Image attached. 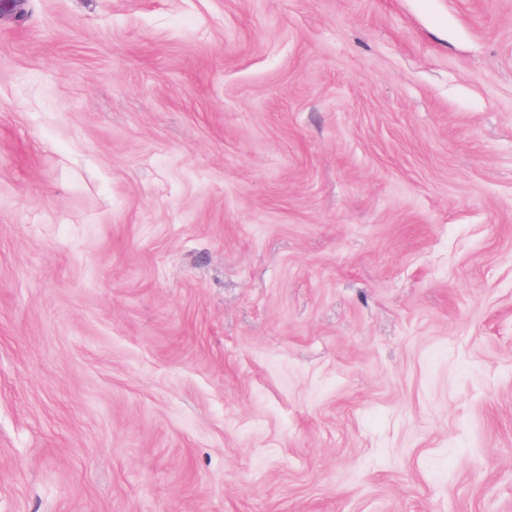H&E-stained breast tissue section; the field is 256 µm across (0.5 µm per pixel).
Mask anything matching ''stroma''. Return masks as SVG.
Here are the masks:
<instances>
[{
	"label": "stroma",
	"mask_w": 512,
	"mask_h": 512,
	"mask_svg": "<svg viewBox=\"0 0 512 512\" xmlns=\"http://www.w3.org/2000/svg\"><path fill=\"white\" fill-rule=\"evenodd\" d=\"M0 512H512V0H0Z\"/></svg>",
	"instance_id": "1"
}]
</instances>
